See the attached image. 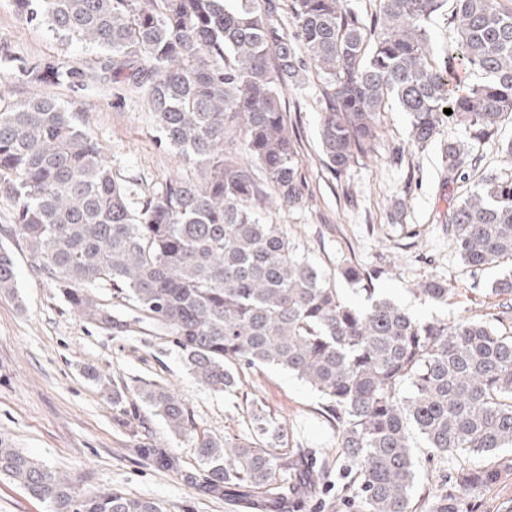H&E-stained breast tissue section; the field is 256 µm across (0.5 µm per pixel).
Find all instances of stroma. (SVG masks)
<instances>
[{
  "label": "stroma",
  "mask_w": 512,
  "mask_h": 512,
  "mask_svg": "<svg viewBox=\"0 0 512 512\" xmlns=\"http://www.w3.org/2000/svg\"><path fill=\"white\" fill-rule=\"evenodd\" d=\"M0 44L17 55L81 66L95 48L64 44L47 25L20 17L13 0H0ZM49 90L64 105H76L86 129L104 147L112 171L143 194L170 176L183 175L178 159L159 145L151 113L137 97L93 81L74 85L30 83L14 88L20 99ZM314 80L289 84L283 106L300 148L306 202L273 211L286 225L298 252L324 271L342 297L356 305L364 295L340 274L352 263L376 270L375 294L416 317L449 322L469 318L512 335V313L493 293L499 278L512 275V258L492 266L467 267L456 255L445 217L448 199L472 187L449 181L443 145L457 135L445 127L427 148L410 144V119L398 107L381 118L376 152L346 174L326 168L319 140L320 108ZM16 263L15 294L0 293V436L62 471L88 493L121 489L166 505L169 512H231L185 485L172 473L141 460L127 429L112 417V403L83 374L96 366L116 387L135 380L155 382L188 403L198 432L213 436L248 433L246 397L260 399L299 446L335 456L336 429L323 416L319 394L276 367L246 373L239 392L216 394L196 384L168 336L143 323L115 336L75 314L18 235L0 234ZM430 278L448 283L444 304L420 299L416 290ZM468 512H512V470L474 494Z\"/></svg>",
  "instance_id": "stroma-1"
}]
</instances>
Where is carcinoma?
Here are the masks:
<instances>
[{
    "label": "carcinoma",
    "instance_id": "cac0c4a2",
    "mask_svg": "<svg viewBox=\"0 0 512 512\" xmlns=\"http://www.w3.org/2000/svg\"><path fill=\"white\" fill-rule=\"evenodd\" d=\"M450 1L448 44L436 57L430 21ZM376 2L369 25L348 0H14L20 16L62 42L97 48L79 74L140 95L160 145L193 174L159 182L133 208L79 110L50 94L12 101L0 106V195L14 203L6 231L21 237L74 312L115 336L149 321L202 387L235 393L245 371L276 366L316 390L338 433L345 480L330 508L413 512L416 435L425 462L438 466L428 512H468L472 495L512 468L511 458L471 462L512 447V335L467 318L413 317L374 297V272L347 265L342 277L367 295L353 305L297 253L286 225L263 217L272 204L292 210L306 201L282 106L290 81L318 80L323 161L337 175L376 152L392 103L408 114L417 149L448 124L466 139L443 147L450 180L466 178L480 161L474 146L512 118V5ZM1 65L19 83L63 74L5 45ZM460 67L484 80L450 91ZM448 231L468 267L512 258V175L483 173L450 200ZM16 277L1 246L0 293H15ZM100 289L134 316H113ZM417 293L448 301L438 279ZM111 401L139 439L137 456L237 512H311L312 489L331 481L332 463L293 444L254 399L249 434L222 438L199 434L185 400L164 386H114ZM152 415L193 440L197 465L184 467L157 444ZM0 476L49 512H168L120 489L84 494L1 436Z\"/></svg>",
    "mask_w": 512,
    "mask_h": 512
}]
</instances>
